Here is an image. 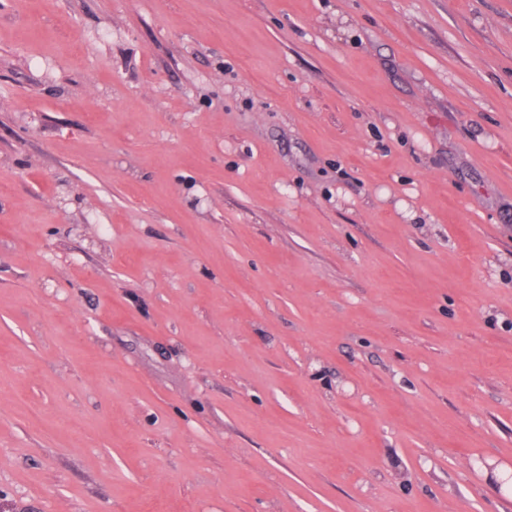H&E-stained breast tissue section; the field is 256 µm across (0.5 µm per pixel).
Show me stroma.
I'll list each match as a JSON object with an SVG mask.
<instances>
[{"instance_id":"35a3bbf8","label":"stroma","mask_w":512,"mask_h":512,"mask_svg":"<svg viewBox=\"0 0 512 512\" xmlns=\"http://www.w3.org/2000/svg\"><path fill=\"white\" fill-rule=\"evenodd\" d=\"M0 504L512 512V0H0Z\"/></svg>"}]
</instances>
